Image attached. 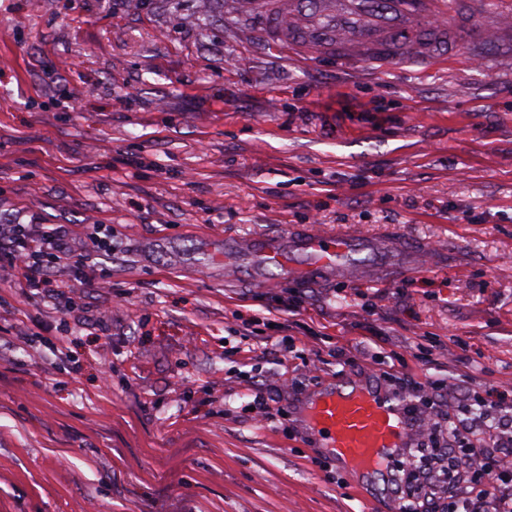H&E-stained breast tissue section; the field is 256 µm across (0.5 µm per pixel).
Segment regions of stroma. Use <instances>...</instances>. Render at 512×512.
Here are the masks:
<instances>
[{"label":"stroma","instance_id":"obj_1","mask_svg":"<svg viewBox=\"0 0 512 512\" xmlns=\"http://www.w3.org/2000/svg\"><path fill=\"white\" fill-rule=\"evenodd\" d=\"M0 215L112 238L104 284L53 268L66 303L0 279V512H391L301 400L512 390V45L344 64L238 0H0ZM292 225L364 274L225 263Z\"/></svg>","mask_w":512,"mask_h":512}]
</instances>
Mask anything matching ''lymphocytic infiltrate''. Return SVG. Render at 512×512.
<instances>
[{"instance_id":"f902f5d3","label":"lymphocytic infiltrate","mask_w":512,"mask_h":512,"mask_svg":"<svg viewBox=\"0 0 512 512\" xmlns=\"http://www.w3.org/2000/svg\"><path fill=\"white\" fill-rule=\"evenodd\" d=\"M88 239L99 250L112 249L108 237L93 232ZM85 240L60 225L25 224L16 217L0 220V277H16L37 290L47 283L48 265L66 260L83 280L94 281ZM470 399V389H461L448 406L444 429L428 420L425 411L435 402L432 386L420 387L418 402L405 404L411 444L383 474L397 512H512V396L494 400L493 418L475 412ZM441 476L448 495L439 503L432 498V487Z\"/></svg>"}]
</instances>
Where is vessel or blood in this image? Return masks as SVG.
<instances>
[{
    "label": "vessel or blood",
    "mask_w": 512,
    "mask_h": 512,
    "mask_svg": "<svg viewBox=\"0 0 512 512\" xmlns=\"http://www.w3.org/2000/svg\"><path fill=\"white\" fill-rule=\"evenodd\" d=\"M448 0H242L260 36L307 57L369 64L426 63L448 48V33L464 26L448 14ZM482 20L469 28L476 45L512 43V12L483 0ZM368 247L349 234L317 230L271 240L256 235L245 246L259 267L283 278L341 276ZM298 420L337 461L373 475L409 445L401 405L368 381L340 375L300 404Z\"/></svg>",
    "instance_id": "1"
}]
</instances>
